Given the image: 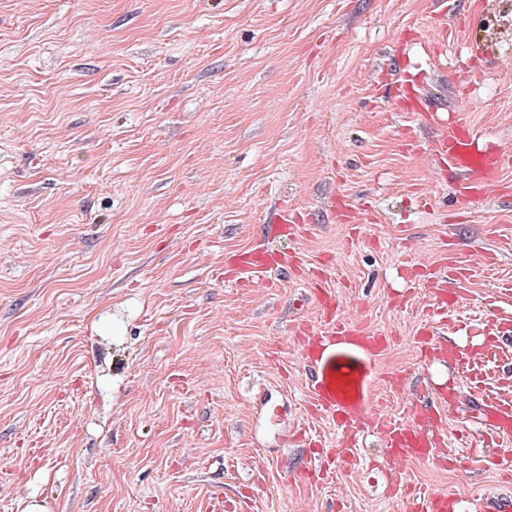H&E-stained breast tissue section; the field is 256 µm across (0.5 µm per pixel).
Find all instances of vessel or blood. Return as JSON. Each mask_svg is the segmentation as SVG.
Listing matches in <instances>:
<instances>
[{
	"label": "vessel or blood",
	"instance_id": "b4317fda",
	"mask_svg": "<svg viewBox=\"0 0 512 512\" xmlns=\"http://www.w3.org/2000/svg\"><path fill=\"white\" fill-rule=\"evenodd\" d=\"M437 152L448 168L466 178L479 179L490 168L488 153L480 149L471 130H455L439 143ZM269 258L237 261L225 270L224 279L240 282L242 275L259 274ZM300 362L308 376L310 403L325 416L339 437V456L351 459L364 438L378 435L386 446L384 469L396 473L412 457L438 465L453 463L446 448L443 423L449 401L466 397L472 406L471 419L494 432L503 444L512 443V397L488 390L470 351L449 347L444 341H424L422 357L449 359L452 367H465L468 383L459 389L432 394L422 392L409 404L407 417L397 420L375 405L376 365L387 347V337L366 332L343 317H327L323 328L308 323L298 326ZM422 512H459L456 497L447 492L427 493L420 498Z\"/></svg>",
	"mask_w": 512,
	"mask_h": 512
}]
</instances>
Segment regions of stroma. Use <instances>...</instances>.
<instances>
[{"label": "stroma", "instance_id": "obj_1", "mask_svg": "<svg viewBox=\"0 0 512 512\" xmlns=\"http://www.w3.org/2000/svg\"><path fill=\"white\" fill-rule=\"evenodd\" d=\"M457 121L505 156L487 195L461 197L436 153ZM285 205L301 235L272 234ZM256 247L304 268L225 282ZM484 254L462 313L512 321V0H0V512H402L424 490H512V471L412 458L391 493L374 436L357 464L322 462L336 435L295 333L325 293L386 334L377 396L404 417L446 376L420 357L430 284ZM447 434L452 454L500 449L461 414Z\"/></svg>", "mask_w": 512, "mask_h": 512}]
</instances>
